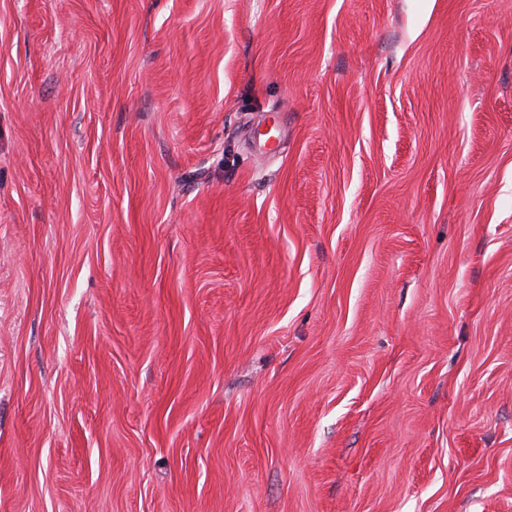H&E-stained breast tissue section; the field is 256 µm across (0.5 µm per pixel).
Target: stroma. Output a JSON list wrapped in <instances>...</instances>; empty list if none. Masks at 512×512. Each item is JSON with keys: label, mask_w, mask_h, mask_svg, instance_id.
<instances>
[{"label": "stroma", "mask_w": 512, "mask_h": 512, "mask_svg": "<svg viewBox=\"0 0 512 512\" xmlns=\"http://www.w3.org/2000/svg\"><path fill=\"white\" fill-rule=\"evenodd\" d=\"M0 512H512V0H0Z\"/></svg>", "instance_id": "1"}]
</instances>
